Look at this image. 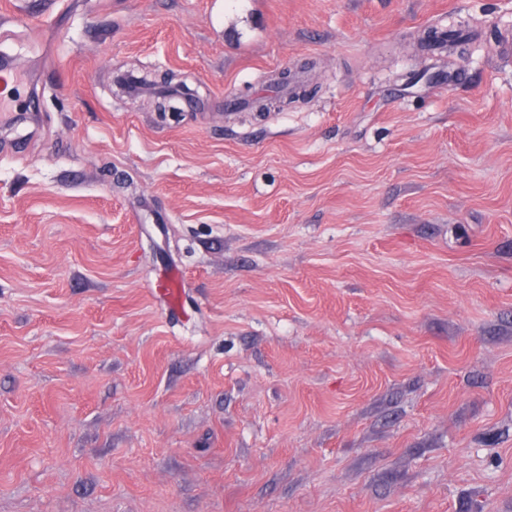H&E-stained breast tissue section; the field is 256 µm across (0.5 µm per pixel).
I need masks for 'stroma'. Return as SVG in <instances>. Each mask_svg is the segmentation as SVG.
<instances>
[{"label": "stroma", "instance_id": "35a3bbf8", "mask_svg": "<svg viewBox=\"0 0 512 512\" xmlns=\"http://www.w3.org/2000/svg\"><path fill=\"white\" fill-rule=\"evenodd\" d=\"M507 44L512 0H0V512H512Z\"/></svg>", "mask_w": 512, "mask_h": 512}]
</instances>
